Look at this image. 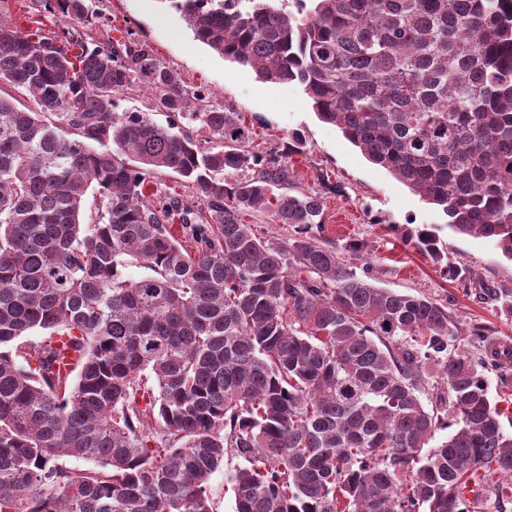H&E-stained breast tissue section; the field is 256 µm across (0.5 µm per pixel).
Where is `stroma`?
I'll return each mask as SVG.
<instances>
[{
	"mask_svg": "<svg viewBox=\"0 0 512 512\" xmlns=\"http://www.w3.org/2000/svg\"><path fill=\"white\" fill-rule=\"evenodd\" d=\"M92 13L79 25L96 43L116 32L149 43L159 59L190 86L208 87L215 107L244 116L253 130L254 149L283 148L293 133L304 146L293 155L300 189L318 192L324 202V239L345 247L364 245L361 256L344 260L360 267L371 262L377 287L423 295L447 305L463 326H483L512 344V311L504 299L512 292V259L493 242L459 235L437 211L385 169L370 163L335 126L320 121L302 89L259 80L252 69L224 60L194 40L178 13L163 0H88ZM434 231L461 279H451L408 238L418 229Z\"/></svg>",
	"mask_w": 512,
	"mask_h": 512,
	"instance_id": "1",
	"label": "stroma"
}]
</instances>
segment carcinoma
<instances>
[{"label":"carcinoma","mask_w":512,"mask_h":512,"mask_svg":"<svg viewBox=\"0 0 512 512\" xmlns=\"http://www.w3.org/2000/svg\"><path fill=\"white\" fill-rule=\"evenodd\" d=\"M166 2L512 259V0ZM39 4L88 21L87 0ZM6 8L0 83L31 103L0 95V512H213L235 459L236 512H507L512 437L487 372L508 376L512 345L322 240V196L294 189L300 134L257 153L149 44L91 47ZM143 86L167 124L119 111ZM253 210L294 235H258ZM411 241L443 261L433 232ZM210 491L214 512H235L234 495L224 472H217L212 476Z\"/></svg>","instance_id":"carcinoma-1"}]
</instances>
